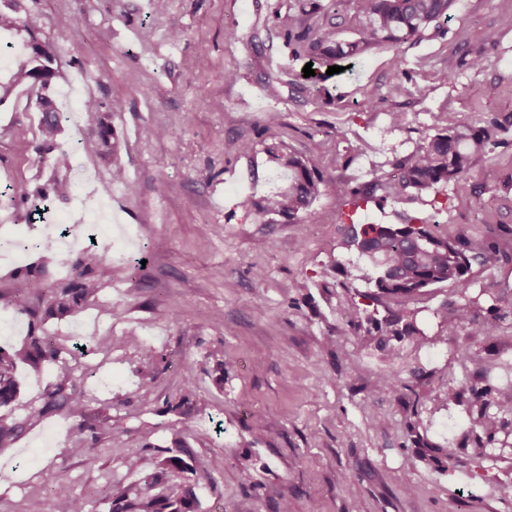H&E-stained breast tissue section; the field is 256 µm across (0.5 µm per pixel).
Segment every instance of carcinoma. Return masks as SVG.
Wrapping results in <instances>:
<instances>
[{
    "label": "carcinoma",
    "instance_id": "obj_1",
    "mask_svg": "<svg viewBox=\"0 0 512 512\" xmlns=\"http://www.w3.org/2000/svg\"><path fill=\"white\" fill-rule=\"evenodd\" d=\"M357 4L359 38L352 42L336 39V23L330 21L315 28L312 19L321 13L329 18L338 15L342 5ZM299 9L288 16L286 45L292 57L303 63H312L315 72L339 61L358 60L371 48L382 43H404L419 39L431 26L439 28L452 19L455 0H328V4L312 0H297ZM21 0H0V32L18 37L26 53L13 61V72L0 78V102L7 98L17 83H26L36 89L35 107L40 113V153L45 156L49 173L43 184L29 193L17 194L12 188L0 190V206L26 208L27 215L49 203L68 200L74 186L70 180V158L56 149V138L62 130L63 115L56 99L54 80L58 75L53 47L41 41L33 28L18 17ZM85 122L105 149L113 146L112 112L114 104L103 107L93 99L83 103ZM504 125L499 119L486 120L481 125L467 124L446 127L426 143L402 159L393 161L397 174L384 180L377 179L362 189H355L342 181L326 184L317 167L278 144L267 147L269 161L288 173L286 185L269 194L256 205L262 215H274L293 220L309 208L320 195L321 188L329 186L341 206L349 203L373 202L385 204L411 200L422 191L437 184H453L460 197L467 194L466 177L476 157L486 153L497 142ZM397 224H365L350 226L345 245L356 251L359 258L370 265L362 276L370 291L361 297L370 303H380L388 297L415 298L426 288H437L447 283L454 285L462 296L470 289L469 272L472 262L483 267H494L507 254L494 245L478 244L464 233L450 238L439 223L429 224L406 213L398 215ZM103 256L94 249L80 251L70 262L68 278L49 290V295L32 302L31 287L39 271L26 267L14 273L8 296L9 305L19 314L29 317L28 341L8 351L0 346V408L13 404L19 394L15 378L16 363L21 361L38 368L45 361L58 359L60 349L38 335L41 324L48 318L63 319L79 315L95 300L100 291L98 270ZM469 304L448 313L444 307L439 320L447 328H455L468 320ZM374 329L382 336L410 335L417 332L413 320L406 315L390 312L373 319ZM49 403L68 408L74 417L81 418L71 432L74 443L69 452L80 455L89 463L95 462L85 432L91 429L82 417L87 404L83 395L66 392L62 384L48 393ZM44 409L32 407L22 420L9 421V415H0V453L11 446L26 426L36 424ZM209 464L193 456H164L136 479L121 483L108 493L107 512H199L197 488L208 474ZM26 512H44L43 489L31 485L26 491Z\"/></svg>",
    "mask_w": 512,
    "mask_h": 512
}]
</instances>
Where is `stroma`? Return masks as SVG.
Instances as JSON below:
<instances>
[{"label":"stroma","instance_id":"stroma-1","mask_svg":"<svg viewBox=\"0 0 512 512\" xmlns=\"http://www.w3.org/2000/svg\"><path fill=\"white\" fill-rule=\"evenodd\" d=\"M293 2L23 0L22 17L57 55L67 115L58 141L80 145L92 187L111 185L103 222L133 230L130 250L146 263L115 278L105 258L96 302L43 324L59 360L16 372L13 419L62 380L83 394L92 421H120V435L94 438L88 463L61 440L73 417L50 410L0 456V512H24L31 484L42 486L45 512L68 496L84 512H107L106 490L163 448L210 463L200 512H512V496L499 492L512 486V413L499 410L512 399V126L474 163L466 196L442 184L423 200L370 203L355 215L386 224L405 212L495 241L508 260L470 273L472 292L498 297L472 310L497 317L490 334L440 326L437 310L464 302L451 285L402 303L418 334L371 332L358 296L366 262L344 245L335 195L322 192L293 223L254 208L282 183L271 144L312 161L325 180L359 188L392 174L391 160L440 125L511 116L512 28L502 23L512 0H458L446 30L372 49L353 72L314 87L281 36ZM451 53L460 68L443 84L435 74ZM478 59L484 68H474ZM270 80L279 97L267 94ZM423 84L424 100L414 93ZM367 85L374 99L363 95ZM89 99L121 105L116 157L100 154L80 120ZM25 103L21 95L0 106V187L20 193L47 176L38 115ZM392 112L405 113L403 128L390 127ZM16 125L28 127L27 140L11 135ZM232 140L251 151H227ZM116 161L126 181H113ZM27 266L41 270L39 296L66 277L57 250L22 253L0 260V292ZM131 330L140 344H123ZM103 338L115 340L112 351L96 349ZM112 376L116 384L102 389L100 378ZM384 376L391 390H379ZM483 412L498 420L493 433L471 425ZM34 448L41 454L30 466Z\"/></svg>","mask_w":512,"mask_h":512}]
</instances>
